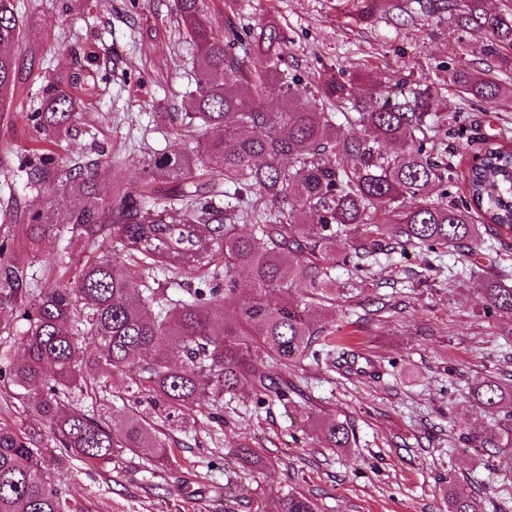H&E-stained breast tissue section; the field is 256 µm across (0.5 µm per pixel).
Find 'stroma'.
<instances>
[{"instance_id":"1","label":"stroma","mask_w":512,"mask_h":512,"mask_svg":"<svg viewBox=\"0 0 512 512\" xmlns=\"http://www.w3.org/2000/svg\"><path fill=\"white\" fill-rule=\"evenodd\" d=\"M216 18H231L240 33L262 20L275 21L286 36L287 71L308 102L320 99L326 69L360 75L356 98L407 80L430 87L440 114L454 112L461 148L445 185L449 198L467 195L464 173L485 140L512 145V99L489 106L467 102L448 86V71L462 62L487 69L475 40L460 38L440 12L414 13L394 23L378 14L360 20L354 0H209ZM26 24V57L18 74L16 115L0 123V203L42 210L46 190L32 187L26 163L36 145L22 115L34 111L45 78L70 85L83 115L70 135L50 144L63 165L79 158L95 163L103 194L137 192L138 172L156 152H176L193 141L163 118L186 111L194 84L195 50L178 26L174 0H17ZM111 237L89 243L58 224L25 253L29 288L39 292L60 267L77 266L112 252ZM134 286L150 285L172 301L205 287L208 270L171 275L144 261H131ZM512 278V238L486 235L477 266L454 251L413 249L378 255L365 290L340 311L315 307L314 326L338 325L339 339L374 358L369 377L339 373L331 361L305 358L283 375L287 403L255 408L228 399L222 418L189 409L166 414L145 394L128 400L103 397L88 386L84 409L111 416L132 402L133 410L170 448L168 467L152 472L123 461L88 469L65 464L66 493L93 512H253L263 492L294 490L319 512H444L442 486L455 477L461 492L484 499L486 512H512V469L489 468L466 436L497 428L498 419L479 406L473 387L492 379L512 386V315L485 313L479 285ZM350 421L356 442L340 451L325 448L300 428L302 412ZM247 443L263 459L246 465L237 450Z\"/></svg>"}]
</instances>
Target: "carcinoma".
Returning a JSON list of instances; mask_svg holds the SVG:
<instances>
[{
    "mask_svg": "<svg viewBox=\"0 0 512 512\" xmlns=\"http://www.w3.org/2000/svg\"><path fill=\"white\" fill-rule=\"evenodd\" d=\"M448 13L462 36L481 41L484 55L500 79L464 63L448 70V86L469 100L494 105L512 99V9L487 17L482 0H426ZM358 15L378 12L395 17L408 7L390 0H359ZM179 26L196 50V93L181 127L219 129L181 153H157L143 165L139 194L99 193L89 165L64 167L50 153L28 161L30 182L52 189L55 203L32 214L15 210L14 232L0 241V253L35 245L55 224H69L87 241L107 234L120 255L92 258L67 280L41 289L26 288L27 266L0 263V306L20 312L24 355L0 364V390L25 392L29 412L43 426L20 433L0 424V512H91L62 488L59 472L75 459L90 468L140 448L153 449L144 467L165 466L170 449L137 415L125 412L117 422L95 419L76 394L99 372L139 370V387L165 410L219 407L224 396L243 389L257 402L282 401L288 380L270 370L304 359L332 331L313 327L308 304H334L339 288L336 264L365 270L367 260L387 242L409 247L461 249L462 261L478 255L487 232L512 237V147L484 142L465 179L468 197L450 201L436 189L454 170L448 144L424 135L434 115L429 89L393 88L380 106L352 113L349 122L363 136L349 137L333 121L325 104L353 103L355 77L331 73L319 82L322 104L309 105L286 81L282 64L286 37L277 23L261 22L245 40L231 21L219 24L207 0H175ZM24 27L16 0H0V117L10 119L17 96V75ZM244 46L245 58L231 52ZM282 107L268 112L262 101L274 89ZM40 107L27 115L41 141L66 135L80 116V101L69 86L44 81ZM180 181L179 191L163 192V182ZM233 185L237 195L253 197L265 211L254 233L237 232L244 212L221 211L213 198ZM76 196L68 208L61 198ZM312 212L317 223L303 217ZM383 213L381 222L375 215ZM353 239V252L336 255L337 238ZM224 260V280L189 292L175 309L156 306L155 292L131 287L124 260L149 259L160 267L186 272ZM246 278L255 294L237 297V278ZM304 286L300 301L291 296ZM483 304L512 315V285L497 280L481 288ZM164 343L172 365L155 355ZM474 400L494 414L512 407V386L494 380L475 386ZM302 422L318 432L326 448H349L352 426L307 413ZM468 444L507 466L512 465V423L502 433L480 430ZM446 512H485L484 503L458 492L453 476L444 489ZM255 512H318L306 495L288 491L260 499Z\"/></svg>",
    "mask_w": 512,
    "mask_h": 512,
    "instance_id": "carcinoma-1",
    "label": "carcinoma"
}]
</instances>
